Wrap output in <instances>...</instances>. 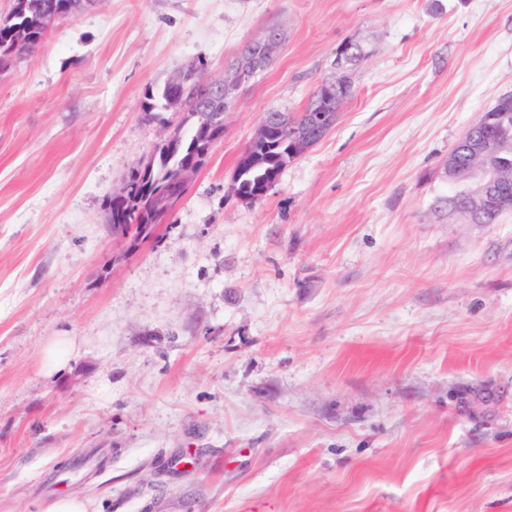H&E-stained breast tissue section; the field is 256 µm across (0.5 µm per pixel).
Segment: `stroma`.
Here are the masks:
<instances>
[{
  "label": "stroma",
  "mask_w": 512,
  "mask_h": 512,
  "mask_svg": "<svg viewBox=\"0 0 512 512\" xmlns=\"http://www.w3.org/2000/svg\"><path fill=\"white\" fill-rule=\"evenodd\" d=\"M96 0L0 70V512H512V213L443 164L512 93V0ZM285 31L166 223L104 203L143 89ZM366 59L336 66L345 42ZM348 75L334 128L246 204L271 110ZM78 342L47 375L46 345ZM498 397L464 411L472 391ZM44 512H89V504L82 497L61 495L49 502Z\"/></svg>",
  "instance_id": "stroma-1"
}]
</instances>
